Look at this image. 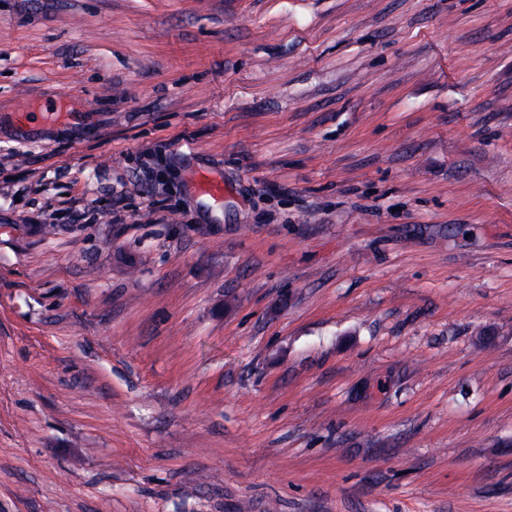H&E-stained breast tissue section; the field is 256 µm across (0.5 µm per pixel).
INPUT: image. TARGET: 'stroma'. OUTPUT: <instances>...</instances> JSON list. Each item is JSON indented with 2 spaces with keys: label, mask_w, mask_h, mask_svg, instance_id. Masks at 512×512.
I'll use <instances>...</instances> for the list:
<instances>
[{
  "label": "stroma",
  "mask_w": 512,
  "mask_h": 512,
  "mask_svg": "<svg viewBox=\"0 0 512 512\" xmlns=\"http://www.w3.org/2000/svg\"><path fill=\"white\" fill-rule=\"evenodd\" d=\"M0 512H512V0H0Z\"/></svg>",
  "instance_id": "stroma-1"
}]
</instances>
